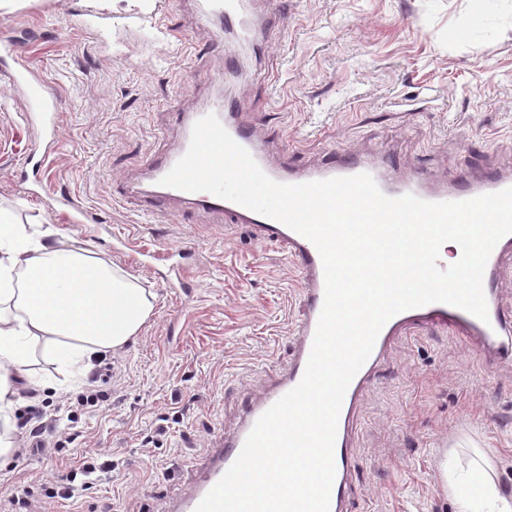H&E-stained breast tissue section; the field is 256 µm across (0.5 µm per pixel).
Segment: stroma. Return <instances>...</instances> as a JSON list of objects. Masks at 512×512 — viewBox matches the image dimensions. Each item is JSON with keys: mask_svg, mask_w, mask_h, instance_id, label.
Masks as SVG:
<instances>
[{"mask_svg": "<svg viewBox=\"0 0 512 512\" xmlns=\"http://www.w3.org/2000/svg\"><path fill=\"white\" fill-rule=\"evenodd\" d=\"M248 3L257 44L236 74L199 0H28L0 13V38L56 94L59 121L41 195H20L36 137L0 68V208L91 243L156 296L111 370L85 379L107 396L98 412L70 421L77 389L39 391L73 441L0 471V498L29 491L31 512H170L215 435L288 368L302 297L287 256L249 225L128 191L178 147L182 113L224 98L285 168L349 151L389 156L395 176L430 190L512 175V0ZM62 196L88 223L55 212ZM175 262L180 288L168 284ZM475 448L512 494V357L487 360L452 326L402 329L354 418L352 512H457L441 464ZM96 453L111 473L72 499L46 497L57 464Z\"/></svg>", "mask_w": 512, "mask_h": 512, "instance_id": "1", "label": "stroma"}]
</instances>
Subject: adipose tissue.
Returning <instances> with one entry per match:
<instances>
[{
  "label": "adipose tissue",
  "mask_w": 512,
  "mask_h": 512,
  "mask_svg": "<svg viewBox=\"0 0 512 512\" xmlns=\"http://www.w3.org/2000/svg\"><path fill=\"white\" fill-rule=\"evenodd\" d=\"M53 235L0 212V467L15 455V382L28 377L33 358L63 376L87 373L95 358L136 337L154 311V294L137 278L90 248L53 244ZM442 478L458 512L478 502L484 512H512L482 451L465 473L443 463Z\"/></svg>",
  "instance_id": "ef3b65f1"
}]
</instances>
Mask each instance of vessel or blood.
Segmentation results:
<instances>
[{
	"label": "vessel or blood",
	"mask_w": 512,
	"mask_h": 512,
	"mask_svg": "<svg viewBox=\"0 0 512 512\" xmlns=\"http://www.w3.org/2000/svg\"><path fill=\"white\" fill-rule=\"evenodd\" d=\"M201 17L207 21L221 19L225 26L234 29L243 27L244 0H204ZM10 79L14 87L25 90L38 105L37 111L26 113L25 120L35 127L37 132L38 141L32 155L38 164H46L58 138L57 104L29 65L14 67L10 72ZM211 110L218 116L231 137L249 151L260 169L269 178L280 183L298 184L366 173L372 176L378 188L387 196L412 194L429 202H444L450 199L460 201L512 187V178L501 176L483 178L451 193L444 190L427 191L412 178L401 182L394 181L391 169L385 161L356 159L343 155L337 156L319 170L297 168L285 171L272 157L263 153V135L240 125L229 105L219 102L212 105ZM181 157V152H174L161 164L149 169L146 192L153 202L163 205L170 202L187 204L199 210L229 216L233 223L253 226L262 244L279 246L287 252L290 262L299 272L304 301L301 318L289 328V333L295 341V353L287 372L258 396L250 399L237 430L228 435H220L218 446L212 448L202 460L199 478L188 492L176 499L172 509V512H195L200 501L236 460L260 416L300 382L310 356L324 303L325 281L323 264L317 248L286 225L206 192L192 193L162 186L161 178ZM510 249L512 234L503 237L491 252L483 276L485 296H492L497 262L500 256ZM488 314L489 319L484 322L460 308L444 303H432L403 311L383 326L371 355L354 376L344 395L335 441L336 475L331 488L329 512H346L352 469L350 448L354 415L362 393L375 374L391 337L407 326L450 324L462 329L466 335L478 338L490 357L511 356L512 326L507 324L496 307H489Z\"/></svg>",
	"instance_id": "b4317fda"
}]
</instances>
